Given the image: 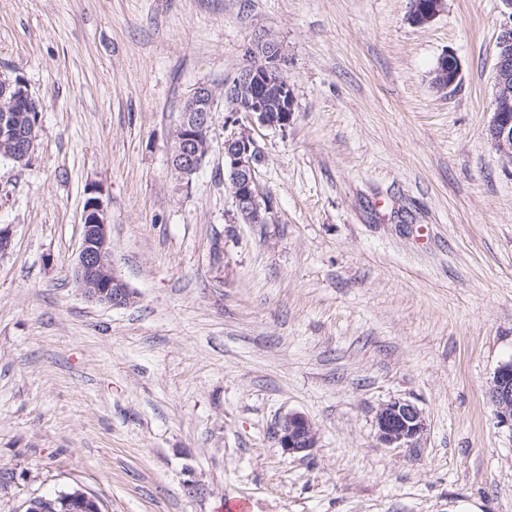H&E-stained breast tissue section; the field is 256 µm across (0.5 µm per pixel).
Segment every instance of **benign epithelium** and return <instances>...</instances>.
Instances as JSON below:
<instances>
[{"label":"benign epithelium","mask_w":512,"mask_h":512,"mask_svg":"<svg viewBox=\"0 0 512 512\" xmlns=\"http://www.w3.org/2000/svg\"><path fill=\"white\" fill-rule=\"evenodd\" d=\"M444 6V0L419 3L411 0L407 20L422 26L430 23ZM500 35L495 71L498 75L491 140L501 159L512 164V82L506 73L512 54V0H501ZM281 48L264 42L246 53V63L237 76L224 83V176L233 198V219L245 224H270L274 219L271 197L259 185L263 148L252 129L262 127L287 132L296 100L284 66ZM434 87L444 90L455 85L459 66L451 52L443 54L434 71ZM40 100L25 79L0 76V148L7 156L26 165L35 150L37 135L30 134L22 144L12 136L14 113L38 112ZM216 94L207 85L194 89L185 101L182 116L173 135L171 163L177 179L188 186L208 156L212 144L213 112ZM87 198L83 215V238L74 268L75 278L88 301L112 308L135 302L136 293L112 265L111 239L104 202ZM489 396L497 408L499 422L512 428V360L501 363L490 382ZM426 429L422 411L408 400H393L376 413L377 439L386 448H414ZM273 438L283 454L306 453L316 447L317 433L302 413L291 412L276 424Z\"/></svg>","instance_id":"benign-epithelium-1"}]
</instances>
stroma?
I'll return each instance as SVG.
<instances>
[{"label": "stroma", "instance_id": "stroma-1", "mask_svg": "<svg viewBox=\"0 0 512 512\" xmlns=\"http://www.w3.org/2000/svg\"><path fill=\"white\" fill-rule=\"evenodd\" d=\"M499 6L415 26L409 0H0V74L43 102L31 163L0 158V512L73 489L103 512H512L488 394L512 359ZM262 39L297 106L255 132L275 223L232 224L224 103L187 188L173 133ZM95 187L125 308L73 274ZM394 399L425 417L414 448L376 438ZM291 412L308 455L272 439ZM434 74L437 75V81L434 84L437 89L444 90L455 85L459 76V66L452 52L445 53L439 58ZM273 438L284 455L306 453L316 447L317 433L311 421L302 413L291 412L276 424Z\"/></svg>", "mask_w": 512, "mask_h": 512}]
</instances>
